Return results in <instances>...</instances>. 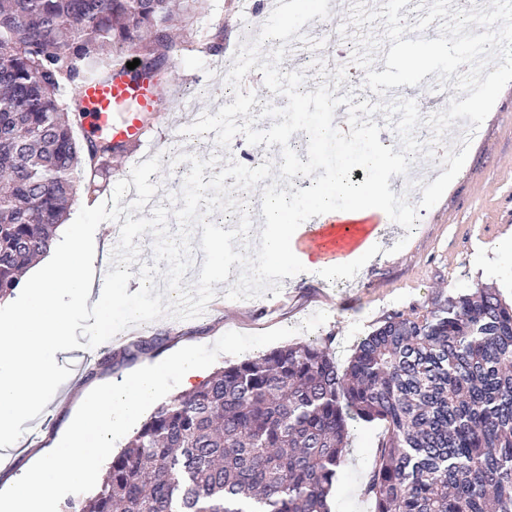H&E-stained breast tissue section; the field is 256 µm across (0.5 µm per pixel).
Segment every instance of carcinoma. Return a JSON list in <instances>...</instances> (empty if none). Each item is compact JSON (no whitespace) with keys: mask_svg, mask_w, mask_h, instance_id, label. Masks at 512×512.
<instances>
[{"mask_svg":"<svg viewBox=\"0 0 512 512\" xmlns=\"http://www.w3.org/2000/svg\"><path fill=\"white\" fill-rule=\"evenodd\" d=\"M176 0H0V301L48 252L82 158V89L133 51L165 67ZM67 87L68 97L60 90ZM388 430L376 512H512V303L496 288L395 314L344 370L288 344L159 404L78 512H328L349 421Z\"/></svg>","mask_w":512,"mask_h":512,"instance_id":"cac0c4a2","label":"carcinoma"}]
</instances>
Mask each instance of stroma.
<instances>
[{"mask_svg":"<svg viewBox=\"0 0 512 512\" xmlns=\"http://www.w3.org/2000/svg\"><path fill=\"white\" fill-rule=\"evenodd\" d=\"M262 15V10L247 9L242 0H206L202 11L193 0H183L178 46L168 62L173 74L158 89L160 104L178 129L194 123L197 113L215 109L214 97L194 94L193 89L223 77L241 22ZM227 18L232 26H224ZM128 168L122 154L84 166L81 177L94 182L96 200L102 203L110 200ZM504 224L512 225V83L500 93L441 200L420 210L413 233L396 224L377 225L376 251L363 265L344 275L310 269L291 277L279 294L244 302L226 299L227 283L216 284L222 301L208 315L193 321L164 316L136 325L137 338L160 335L164 344L138 356L127 341L106 346L102 353L111 363L97 367L92 376L79 354H56L57 364L71 374L44 411L25 422V435L0 448V485L21 476L36 454L59 443L85 391L123 381L139 364L164 360L182 347L213 344L229 331L257 334L291 327L292 342L327 341L343 368L358 342L386 317L422 309L438 295L493 286L512 300V237L501 233ZM402 239L406 247L393 252ZM319 310L328 313L327 322L314 331H300V324ZM385 436L382 423H351L345 461L328 501L330 512H375L366 486Z\"/></svg>","mask_w":512,"mask_h":512,"instance_id":"35a3bbf8","label":"stroma"}]
</instances>
